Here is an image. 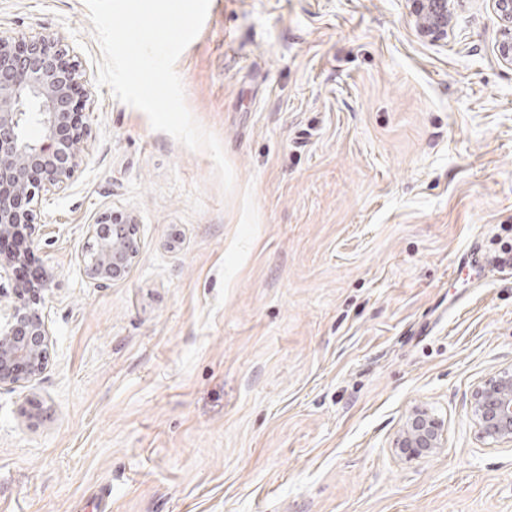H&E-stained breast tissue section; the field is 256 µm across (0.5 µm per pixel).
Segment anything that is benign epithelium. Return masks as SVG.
<instances>
[{"label":"benign epithelium","mask_w":512,"mask_h":512,"mask_svg":"<svg viewBox=\"0 0 512 512\" xmlns=\"http://www.w3.org/2000/svg\"><path fill=\"white\" fill-rule=\"evenodd\" d=\"M416 30L435 40L448 38L458 0H406ZM502 25L497 51L512 62V0H492ZM87 76L68 58L58 37L0 35V238L18 227L27 238L39 234L44 221L43 194L69 190L83 163L91 128L71 120L75 96ZM35 112L37 139H24L25 119ZM96 249L83 259L84 273L99 286L123 276L139 255L136 224L106 211L89 225ZM53 276L43 274L24 297L20 289L0 285V387H15L42 375L49 362L50 330L43 309ZM470 415L480 438L490 447H512V366L478 385ZM444 425L426 407L406 415L393 447L416 458L431 457L442 447Z\"/></svg>","instance_id":"benign-epithelium-1"}]
</instances>
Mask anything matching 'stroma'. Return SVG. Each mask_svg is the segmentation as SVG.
Returning <instances> with one entry per match:
<instances>
[{"instance_id": "stroma-1", "label": "stroma", "mask_w": 512, "mask_h": 512, "mask_svg": "<svg viewBox=\"0 0 512 512\" xmlns=\"http://www.w3.org/2000/svg\"><path fill=\"white\" fill-rule=\"evenodd\" d=\"M500 27L491 0L440 42L405 0H210L175 70L226 193L208 152L98 87L84 0H0V34L80 61L92 129L29 250L54 274L50 361L0 388V512H512V450L469 415L512 365ZM105 211L139 257L100 287L82 257ZM416 405L444 424L429 458L392 446Z\"/></svg>"}]
</instances>
